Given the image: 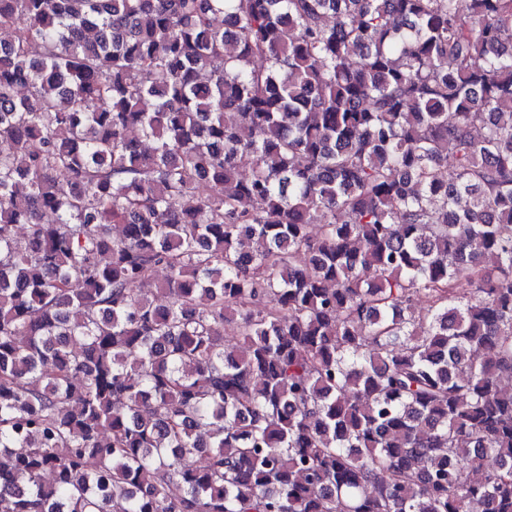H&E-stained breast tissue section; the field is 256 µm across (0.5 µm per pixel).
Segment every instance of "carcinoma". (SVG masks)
Returning <instances> with one entry per match:
<instances>
[{
  "mask_svg": "<svg viewBox=\"0 0 512 512\" xmlns=\"http://www.w3.org/2000/svg\"><path fill=\"white\" fill-rule=\"evenodd\" d=\"M2 27L0 512H512V0Z\"/></svg>",
  "mask_w": 512,
  "mask_h": 512,
  "instance_id": "cac0c4a2",
  "label": "carcinoma"
}]
</instances>
